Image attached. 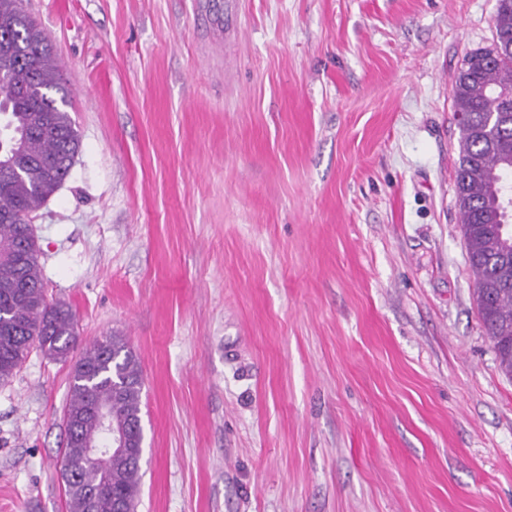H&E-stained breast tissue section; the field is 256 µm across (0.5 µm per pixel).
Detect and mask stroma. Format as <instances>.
I'll use <instances>...</instances> for the list:
<instances>
[{
  "label": "stroma",
  "mask_w": 512,
  "mask_h": 512,
  "mask_svg": "<svg viewBox=\"0 0 512 512\" xmlns=\"http://www.w3.org/2000/svg\"><path fill=\"white\" fill-rule=\"evenodd\" d=\"M24 0L80 150L47 298L144 371L137 512H512L452 87L496 0ZM70 363L0 384V512H67Z\"/></svg>",
  "instance_id": "1"
}]
</instances>
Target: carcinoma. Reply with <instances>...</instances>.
<instances>
[{
    "label": "carcinoma",
    "instance_id": "obj_1",
    "mask_svg": "<svg viewBox=\"0 0 512 512\" xmlns=\"http://www.w3.org/2000/svg\"><path fill=\"white\" fill-rule=\"evenodd\" d=\"M493 18L487 49L463 64L452 90L459 121L456 171L461 215L478 313L501 371L512 376V243L502 226L512 195V0ZM61 65L22 0H0V383L6 384L36 347L53 358L77 352L64 408L65 448L72 461L62 478L68 512H135L142 479L138 449L87 459L82 444L107 440L96 409L138 443L143 371L122 336L79 344L70 305L48 300L37 237L29 218L60 188L80 148Z\"/></svg>",
    "mask_w": 512,
    "mask_h": 512
}]
</instances>
